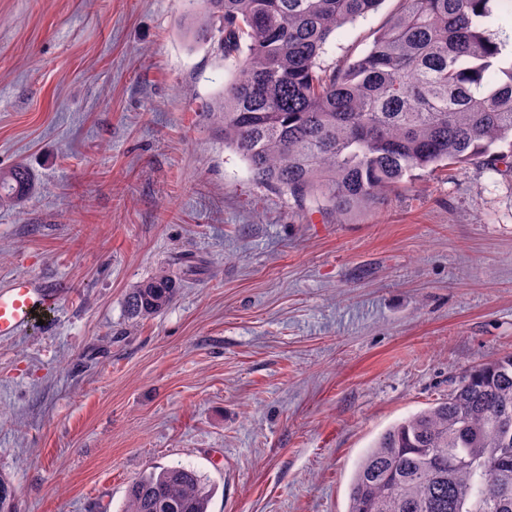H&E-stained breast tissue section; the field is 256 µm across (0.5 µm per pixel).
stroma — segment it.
Listing matches in <instances>:
<instances>
[{"mask_svg": "<svg viewBox=\"0 0 512 512\" xmlns=\"http://www.w3.org/2000/svg\"><path fill=\"white\" fill-rule=\"evenodd\" d=\"M337 30L362 55L396 8ZM182 0H0V287L63 282L52 325L0 338L13 512H123L193 468L209 512H347L361 455L512 352V170H415L335 221L256 188L203 112L236 73L182 35ZM200 269L160 315L126 291ZM32 171L24 164L0 172V202L15 205L25 202L34 190Z\"/></svg>", "mask_w": 512, "mask_h": 512, "instance_id": "stroma-1", "label": "stroma"}]
</instances>
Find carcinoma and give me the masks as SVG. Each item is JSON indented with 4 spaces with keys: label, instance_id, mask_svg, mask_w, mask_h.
Instances as JSON below:
<instances>
[{
    "label": "carcinoma",
    "instance_id": "1",
    "mask_svg": "<svg viewBox=\"0 0 512 512\" xmlns=\"http://www.w3.org/2000/svg\"><path fill=\"white\" fill-rule=\"evenodd\" d=\"M382 0H184V37L236 63L207 109L259 189L302 212L371 208L416 169L512 157V56L490 24L512 0H398L367 51L326 67L336 30ZM24 164L0 172V202L34 190ZM182 283L168 267L130 288L146 320ZM214 487L185 466L142 474L124 512H208ZM348 512H512V352L463 373L448 397L394 424L359 461Z\"/></svg>",
    "mask_w": 512,
    "mask_h": 512
}]
</instances>
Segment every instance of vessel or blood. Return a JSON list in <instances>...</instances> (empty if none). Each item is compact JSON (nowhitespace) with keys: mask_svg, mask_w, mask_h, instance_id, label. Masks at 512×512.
I'll use <instances>...</instances> for the list:
<instances>
[{"mask_svg":"<svg viewBox=\"0 0 512 512\" xmlns=\"http://www.w3.org/2000/svg\"><path fill=\"white\" fill-rule=\"evenodd\" d=\"M64 286L37 277L16 278L0 289V338L13 336L26 328L35 316L54 308Z\"/></svg>","mask_w":512,"mask_h":512,"instance_id":"b4317fda","label":"vessel or blood"}]
</instances>
